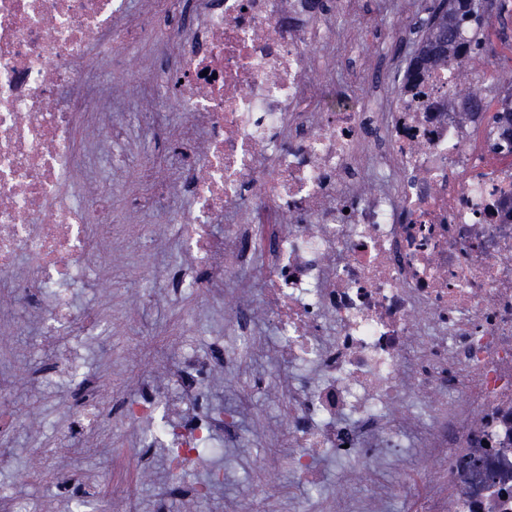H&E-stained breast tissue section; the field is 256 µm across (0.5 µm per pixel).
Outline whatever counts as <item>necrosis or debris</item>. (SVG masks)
Here are the masks:
<instances>
[{
    "mask_svg": "<svg viewBox=\"0 0 512 512\" xmlns=\"http://www.w3.org/2000/svg\"><path fill=\"white\" fill-rule=\"evenodd\" d=\"M177 0H0V292L51 341L95 335L72 287L108 270L112 247L168 225L188 255L181 287L213 298L257 287L292 371L283 460L317 490L316 460L354 468L314 512H387L384 471L402 448L428 459L403 484L405 512H512V151L501 119L475 131L454 101L457 69L393 96L390 74L326 105L311 49L335 27L310 0H195L196 22L161 30ZM153 45L130 94L112 66ZM171 92L173 106L161 103ZM144 104L180 148L176 182L154 183L150 221L127 233L101 203L112 113ZM186 120L172 127L171 111ZM96 133L80 136L89 117ZM190 192L183 218L172 199ZM223 225L215 233L214 225ZM52 294L49 305L37 296ZM237 301L218 355L184 357L195 410L171 421L161 394L123 406L151 423L172 470L220 454L239 408L205 397L217 362L246 371L260 341Z\"/></svg>",
    "mask_w": 512,
    "mask_h": 512,
    "instance_id": "1",
    "label": "necrosis or debris"
}]
</instances>
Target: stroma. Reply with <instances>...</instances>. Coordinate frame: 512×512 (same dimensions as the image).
I'll use <instances>...</instances> for the list:
<instances>
[{
    "label": "stroma",
    "mask_w": 512,
    "mask_h": 512,
    "mask_svg": "<svg viewBox=\"0 0 512 512\" xmlns=\"http://www.w3.org/2000/svg\"><path fill=\"white\" fill-rule=\"evenodd\" d=\"M429 2L405 0L400 17L391 19L382 13L379 0H352L349 12L336 18L342 33L336 53L344 68L340 89L365 85L368 62L394 57L399 50L410 52L416 33L407 24L426 17ZM487 34L493 58L483 83L493 86L499 70L512 69V0H506L502 19L492 20ZM121 126L132 158L112 170V204L118 223L134 226L146 217L134 205V197L146 191L147 176H171L179 150L170 138L146 139L131 115L122 117ZM156 236L161 269L150 281H143L139 270L129 266L127 251L117 248L112 265L125 269L124 279L112 283L92 277L72 290L75 307L111 311V341L86 336L78 341L64 338L60 344L79 351L92 384L91 395L110 399L112 380L121 376L125 393L133 397L147 379L171 400L169 415L176 419L190 410L174 385L176 363L185 351L209 352L223 341L225 308L237 296L231 293L216 301L203 293L168 288V279L183 269L184 256L167 225H158ZM145 297L151 302L147 323L137 339H129L130 322ZM257 332L263 347L254 356L252 368L262 378V388H251L244 376L225 366L213 372L209 389L214 408H240L241 441H228L223 456L212 458L207 466L194 464L174 474L163 449H147L146 466L136 469L122 490L140 512H156L162 491L167 494L165 512H235L254 500L269 501L278 512H286L289 498L307 497L306 487L282 467L276 442L286 434L280 402L288 371L276 365L277 339L271 322L259 321ZM0 378L9 387L7 396L0 397V406L23 418L22 426L0 448L6 458L0 464V512H74L80 500L85 512H95L96 488L105 480L115 455L138 442L142 426H123L121 405L113 402L111 418L92 431L85 447H74L68 428L75 408L59 396L64 381L57 356L42 346L40 337L28 335L25 325L16 323L14 299L1 294ZM218 466L227 472L223 485L204 498L189 497L188 489L208 482L211 469Z\"/></svg>",
    "instance_id": "1"
}]
</instances>
